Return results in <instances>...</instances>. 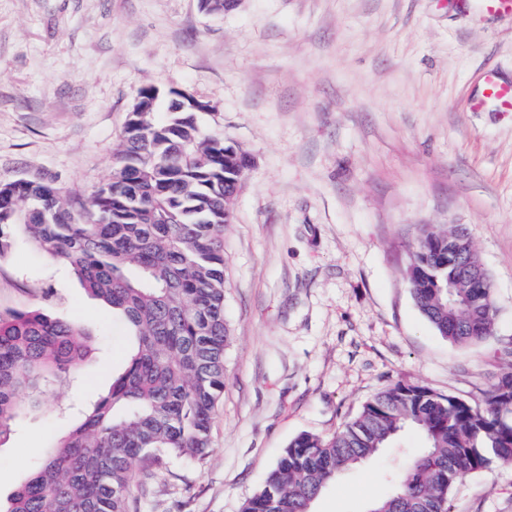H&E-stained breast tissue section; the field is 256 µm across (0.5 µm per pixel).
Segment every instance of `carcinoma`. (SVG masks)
Listing matches in <instances>:
<instances>
[{"label":"carcinoma","mask_w":512,"mask_h":512,"mask_svg":"<svg viewBox=\"0 0 512 512\" xmlns=\"http://www.w3.org/2000/svg\"><path fill=\"white\" fill-rule=\"evenodd\" d=\"M244 166L195 112H149L126 126L111 177L81 202L41 180L0 185V260L15 229L72 269L92 297L112 305L135 343L109 390L49 449L6 512H130L138 461L203 459L224 392V199ZM405 279L439 335L469 347L495 336L490 277L461 225H428L414 241ZM89 339L75 320L41 309L0 314V439L43 396L78 371ZM505 370L480 404L397 383L373 396L336 434L291 441L241 512H311L345 472L405 431L424 447L388 473L391 491L368 512H448L467 473L512 463V342Z\"/></svg>","instance_id":"cac0c4a2"}]
</instances>
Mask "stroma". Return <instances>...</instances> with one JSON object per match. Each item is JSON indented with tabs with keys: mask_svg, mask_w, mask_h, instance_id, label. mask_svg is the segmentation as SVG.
Masks as SVG:
<instances>
[{
	"mask_svg": "<svg viewBox=\"0 0 512 512\" xmlns=\"http://www.w3.org/2000/svg\"><path fill=\"white\" fill-rule=\"evenodd\" d=\"M512 16L456 0H0V183L73 197L107 181L145 87L187 92L203 132L244 149L224 228V393L198 462L137 471L133 512H240L296 436L329 437L398 383L481 403L512 337ZM463 225L495 289L496 337H441L404 278L422 225ZM80 316L87 370L0 443V501L125 367L131 331L25 239L0 261V312ZM418 435L344 474L312 512H367ZM450 512H512V465L463 476ZM486 104L494 105L500 112H512V83L503 81L492 71L483 76L481 92L470 101L474 110Z\"/></svg>",
	"mask_w": 512,
	"mask_h": 512,
	"instance_id": "1",
	"label": "stroma"
}]
</instances>
